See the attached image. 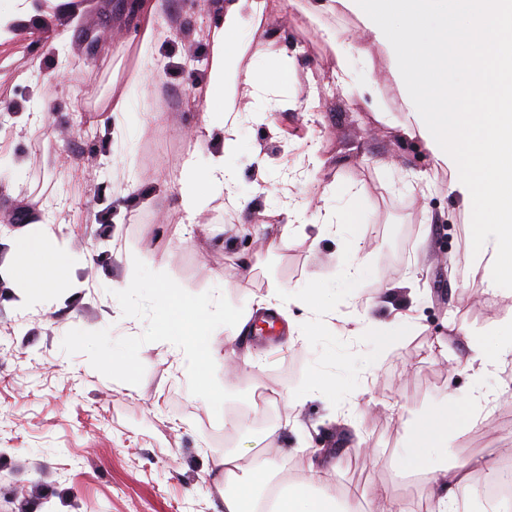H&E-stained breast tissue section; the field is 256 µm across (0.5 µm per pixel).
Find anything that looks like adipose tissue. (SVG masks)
Listing matches in <instances>:
<instances>
[{
  "label": "adipose tissue",
  "mask_w": 512,
  "mask_h": 512,
  "mask_svg": "<svg viewBox=\"0 0 512 512\" xmlns=\"http://www.w3.org/2000/svg\"><path fill=\"white\" fill-rule=\"evenodd\" d=\"M359 14L367 36L393 58L407 112L404 132L420 137L436 166L448 171L449 192L461 195L471 215L473 256L483 269L485 291L512 286V0H343ZM219 25L206 28L209 82L203 89L207 120L191 135L196 148L219 131L234 135L241 112L264 119L254 100L267 83L258 61L270 50L267 40L242 33L261 19L267 0H225ZM398 9L402 24L385 17ZM251 64L240 68L243 56ZM236 177L224 164L223 150L211 151L205 173L187 165L179 203L190 217L201 211L204 194L234 195ZM159 336L173 346L190 370L217 358L203 340L219 323L249 331L250 314L212 309L162 282L155 299ZM504 344L473 339L464 370L481 377L494 361L512 354V319L496 330ZM488 395L475 392L467 405H447L421 420L413 431L418 452L394 461L399 474L426 475L433 486L429 512H458L457 493L468 483L466 463L435 465L431 456L446 447L449 431L464 434L484 421ZM224 512H360L353 500L310 492L311 482L327 480L329 469L309 465V480L280 482L272 464L228 453L224 456Z\"/></svg>",
  "instance_id": "adipose-tissue-1"
}]
</instances>
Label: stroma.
Wrapping results in <instances>:
<instances>
[{"instance_id": "35a3bbf8", "label": "stroma", "mask_w": 512, "mask_h": 512, "mask_svg": "<svg viewBox=\"0 0 512 512\" xmlns=\"http://www.w3.org/2000/svg\"><path fill=\"white\" fill-rule=\"evenodd\" d=\"M217 2L167 0L144 68L141 21L114 0H57L39 36L19 24L0 40V154L11 159L0 213L26 218L0 244V512H224L225 452L272 460L284 482L308 478L310 448L336 496L379 489L423 512L430 484L403 481L391 461L412 446L410 420L476 390L494 411L449 436L439 458L508 457L512 360L478 379L456 361L465 338L512 318V296L478 300L469 210L424 143L403 133L390 56L354 40L356 13L339 4L310 20L314 0H274L263 66L277 108L262 125L241 114L224 148L236 201L215 198L200 224H185V163L205 168L207 154L189 155L184 134L203 127L205 112L179 101L205 85L202 32L218 21ZM323 27L351 37L361 93L337 86ZM140 68L143 92L113 112ZM380 108L389 123L376 121ZM288 195L308 217L332 211L339 231L309 224L268 249ZM24 250L64 259L55 289L41 295L14 276ZM352 255L363 271L350 281L338 260ZM157 278L196 298L224 281L223 306L240 312L278 280L305 337L235 341L231 326H217L208 343L252 353L257 366L228 375L216 361L202 394L152 334ZM308 302L365 318L364 332L310 321ZM314 382L327 392L305 393ZM228 413L237 429L225 428Z\"/></svg>"}]
</instances>
